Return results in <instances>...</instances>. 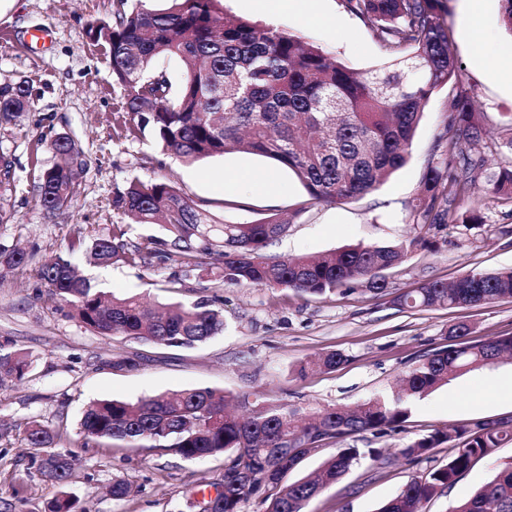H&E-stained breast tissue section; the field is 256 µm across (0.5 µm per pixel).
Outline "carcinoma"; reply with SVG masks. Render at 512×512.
<instances>
[{
  "label": "carcinoma",
  "mask_w": 512,
  "mask_h": 512,
  "mask_svg": "<svg viewBox=\"0 0 512 512\" xmlns=\"http://www.w3.org/2000/svg\"><path fill=\"white\" fill-rule=\"evenodd\" d=\"M112 22L89 25L87 35L110 48L112 80L124 91V109L149 128L163 150L194 162L238 150L287 167L310 201L331 204L357 200L376 191L409 157L424 103L448 88L449 120L435 139L423 175L421 194L408 202V218L425 234L397 244H359L323 256L291 260L265 254L269 243L288 230L272 214L248 224H222L186 198L169 180L134 179L112 200L135 224H162L167 238L154 235L130 246L123 226L107 238H72L68 253H82L95 264L122 262L148 266L176 256L200 266L204 255L221 269L227 285L282 288L301 296L344 295L361 285L376 294L388 288L384 271L397 267L415 249L434 248L430 231L446 223L477 185L494 198L512 202V127L504 138L492 131L473 87L462 80L451 54L443 0H339L386 56L375 68L359 70L330 56L297 31L230 16L221 0H170L155 9L148 0H118ZM183 64L179 78L159 67L160 56ZM32 91L23 82L0 84V116L31 107ZM47 147L59 162L40 176L39 201L50 211L74 198L72 156H80L69 137ZM505 157L495 168L488 155ZM40 276L50 296L71 306L79 320L101 336L120 333L154 344L194 347L224 331L222 311L206 303L150 308L136 295L107 297L78 277L69 259L44 263ZM512 299V268L469 271L448 284L426 281L395 297L401 307L454 308ZM465 323L448 329L455 343L423 356L401 378L403 393L378 394L358 410L325 407L314 415L286 402L268 405L232 399L210 387L179 394H156L136 401L104 399L83 413L79 434L85 443H120L156 448L184 459L224 457V470L210 512H240L261 498L265 512H304L306 504L335 483L360 455L341 448L322 463L320 475L287 480L326 438L403 427L412 402L456 374L492 363L512 351V336L469 343ZM27 358L0 352V379L23 378ZM58 435L29 422L27 441L50 448ZM459 441L446 464L409 482L378 512H420L421 504L450 487L480 459L512 442V426L476 422L448 432L436 430L401 450L417 460ZM42 473L57 484L48 512H77L66 491L71 460L49 454ZM451 512H512V465Z\"/></svg>",
  "instance_id": "carcinoma-1"
}]
</instances>
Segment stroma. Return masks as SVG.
I'll return each mask as SVG.
<instances>
[{
	"instance_id": "stroma-1",
	"label": "stroma",
	"mask_w": 512,
	"mask_h": 512,
	"mask_svg": "<svg viewBox=\"0 0 512 512\" xmlns=\"http://www.w3.org/2000/svg\"><path fill=\"white\" fill-rule=\"evenodd\" d=\"M461 5L462 0H447L452 51L496 134L507 135L512 129L504 115L512 113V87L489 70L491 63L512 56V38L501 27L500 0H484L477 44L461 28ZM116 7L117 0H0V82L23 81L33 90L30 110L0 120V157L9 163L8 175L0 178V211L8 217L0 223V246L28 256L25 265L0 271V343L31 361L24 379L0 384V420L12 427L0 438V512L8 507L44 512L56 493L38 471L46 449L26 444L29 421L57 432L55 451L72 457L68 491L81 512H199L203 497L214 492L223 459L85 446L78 433L84 408L99 399L135 400L195 387L305 410L352 408L391 391L418 356L447 347L452 324L466 323L475 343L512 336L510 299L455 309H411L392 302L424 280L450 282L472 270L512 267V206L480 188L464 204L480 215V223L469 229L459 215L450 216L436 232L437 250H415L387 271L389 288L383 295L359 290L299 298L281 288L228 286L218 269L187 267L176 259L149 267H99L75 258L79 273L105 292L136 295L150 304L205 302L221 310L224 333L193 348L97 336L69 305L53 303L38 270L48 258L66 253L73 235L105 236L122 224L128 244L149 233L162 236L160 226L129 223L112 206L114 196L137 177L172 181L223 223L244 224L271 214L289 219L287 232L267 248L274 257L415 237L418 229L409 224L405 206L419 191L425 162L446 120L448 91L442 88L424 109L409 162L378 190L358 200L316 204L293 218L308 195L292 172L273 160L234 151L187 163L158 147L151 131L124 137L133 122L123 110V91L112 80L109 49L86 35L89 23L111 21ZM222 7L232 16L299 31L357 69L382 60L378 45L338 0H322V23L289 13L267 16L259 0H222ZM42 27L50 30L49 41L32 42L31 30ZM60 134L75 141L84 166L71 207L53 214L40 205L37 185L41 171L56 162L46 144ZM230 171L248 172L250 178L225 186L222 175ZM330 350L345 356L336 369L295 375L297 365ZM511 380L512 357L504 356L453 376L414 401L400 430L324 441L300 464L296 477L312 473L340 448H375L384 460L364 455L342 480L309 501L305 512H376L412 479L447 462L446 444L407 461L400 450L412 440L479 421L512 424V398L499 392ZM511 463L512 444L507 443L424 502L422 512H450ZM115 479L132 485L131 497L112 499L107 488Z\"/></svg>"
}]
</instances>
